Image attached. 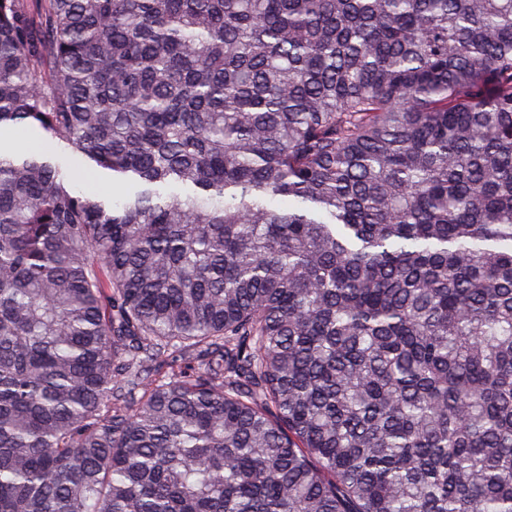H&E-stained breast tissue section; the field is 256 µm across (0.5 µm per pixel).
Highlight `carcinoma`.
<instances>
[{
	"label": "carcinoma",
	"instance_id": "1",
	"mask_svg": "<svg viewBox=\"0 0 512 512\" xmlns=\"http://www.w3.org/2000/svg\"><path fill=\"white\" fill-rule=\"evenodd\" d=\"M0 512H512V0H0Z\"/></svg>",
	"mask_w": 512,
	"mask_h": 512
}]
</instances>
